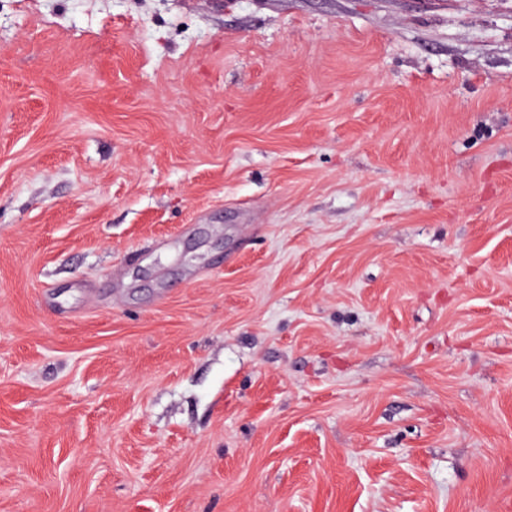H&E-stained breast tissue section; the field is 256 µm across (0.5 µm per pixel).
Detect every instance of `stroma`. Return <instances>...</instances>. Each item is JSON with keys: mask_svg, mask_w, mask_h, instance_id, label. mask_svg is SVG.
Instances as JSON below:
<instances>
[{"mask_svg": "<svg viewBox=\"0 0 512 512\" xmlns=\"http://www.w3.org/2000/svg\"><path fill=\"white\" fill-rule=\"evenodd\" d=\"M0 512H512V0H0Z\"/></svg>", "mask_w": 512, "mask_h": 512, "instance_id": "1", "label": "stroma"}]
</instances>
